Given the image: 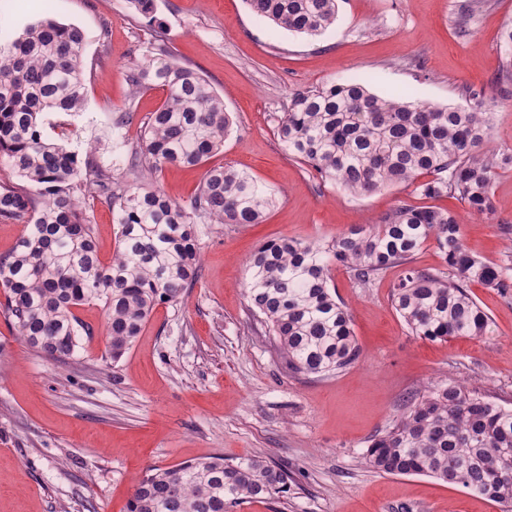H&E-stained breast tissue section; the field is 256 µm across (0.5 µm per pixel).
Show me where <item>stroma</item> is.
Returning <instances> with one entry per match:
<instances>
[{
  "mask_svg": "<svg viewBox=\"0 0 512 512\" xmlns=\"http://www.w3.org/2000/svg\"><path fill=\"white\" fill-rule=\"evenodd\" d=\"M47 17L86 36L82 110L44 116L69 150L82 158L95 151L124 177L130 147L166 97L159 87L132 94L126 81L157 22L175 62L197 71L232 118L211 163L249 173L276 203L259 224L199 225L196 281L178 304L155 308L119 360L106 352L102 304L76 308L94 334L64 362L30 349L0 316V512H126L138 479L211 455L260 457L293 476L285 497L236 512H501L430 476L378 472L365 451L432 382L451 378L512 407V295L470 284L493 335L432 342L412 335L392 306L399 269L360 288L332 267L360 361L307 376L280 360L244 282L247 259L269 241L327 242L417 199L406 184L352 194L289 156L275 126L292 92L363 78L373 93L407 88L442 107L470 104L475 91L496 103L489 149L512 151V83L502 81L512 58L501 40L512 28V0H337L334 25L318 36L258 18L244 0H156L152 23L128 0H0V43ZM128 106L134 119L117 128ZM205 171L169 166L142 178L181 201ZM493 204L494 219L482 221L457 200L436 202L458 216L471 252L499 263L512 254V167L500 171ZM85 213L110 259L118 231L111 208L89 198Z\"/></svg>",
  "mask_w": 512,
  "mask_h": 512,
  "instance_id": "1",
  "label": "stroma"
}]
</instances>
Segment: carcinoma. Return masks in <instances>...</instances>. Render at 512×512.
<instances>
[{
    "instance_id": "carcinoma-1",
    "label": "carcinoma",
    "mask_w": 512,
    "mask_h": 512,
    "mask_svg": "<svg viewBox=\"0 0 512 512\" xmlns=\"http://www.w3.org/2000/svg\"><path fill=\"white\" fill-rule=\"evenodd\" d=\"M246 4L255 16L310 36L327 30L337 13V0ZM84 46L80 28L55 21L31 24L0 45V163L30 185H0V221L22 226L13 248L0 256V312L31 349L64 361L92 335L74 308L100 302L116 361L153 310L178 303L198 276L196 225L259 224L275 199L231 165L208 168L198 192L183 201L157 185L139 184L144 169L204 164L224 146L232 124L206 80L172 61L161 26L127 68L132 93L151 86L166 92L129 150L130 179L114 177L93 153L79 160L47 135L44 114L77 112L84 104ZM472 98L474 105L431 107L405 90L380 96L365 81L350 80L293 92L277 135L321 180L351 193L405 183L423 198L458 199L489 218L494 182L499 170L512 166V153L485 148L494 113L479 93ZM84 196L112 208L118 245L107 261L82 209ZM429 241L441 254V270L412 265ZM333 265L348 269L360 288L403 267L392 289L394 307L412 335L429 341L493 334L469 284L512 293V264L469 251L457 217L434 206L403 201L376 223L353 227L328 244L267 242L248 262L244 292L293 373L325 376L359 362L351 315L330 283ZM366 459L379 472L427 475L510 508L512 483L497 475L512 466V408L453 380L431 384L409 397ZM289 482L288 470L259 458L206 457L138 480L127 512H233L246 502L285 496Z\"/></svg>"
}]
</instances>
